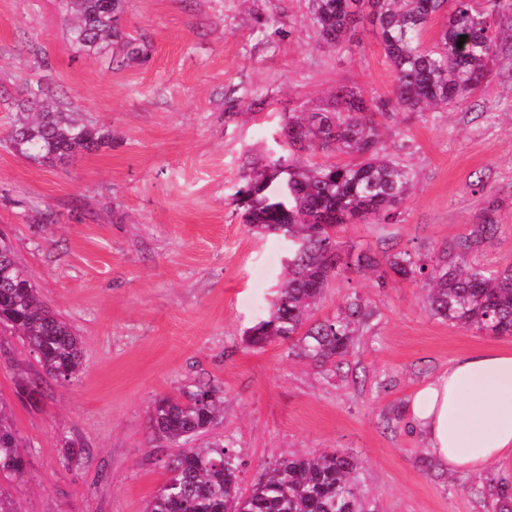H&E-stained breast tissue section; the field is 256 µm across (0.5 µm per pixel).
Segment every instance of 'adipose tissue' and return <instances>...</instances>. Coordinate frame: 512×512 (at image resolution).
<instances>
[{"label":"adipose tissue","mask_w":512,"mask_h":512,"mask_svg":"<svg viewBox=\"0 0 512 512\" xmlns=\"http://www.w3.org/2000/svg\"><path fill=\"white\" fill-rule=\"evenodd\" d=\"M407 415L443 470L479 473L512 457V353L458 358L418 386Z\"/></svg>","instance_id":"1"}]
</instances>
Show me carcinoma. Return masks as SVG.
<instances>
[{
  "label": "carcinoma",
  "instance_id": "carcinoma-1",
  "mask_svg": "<svg viewBox=\"0 0 512 512\" xmlns=\"http://www.w3.org/2000/svg\"><path fill=\"white\" fill-rule=\"evenodd\" d=\"M59 2L69 20L71 47L100 56L114 48L139 56L140 48L125 39L121 27L124 0ZM442 11L447 16L434 48L423 53L422 35ZM309 19L329 47L350 39L359 23L369 21L395 75L391 104L407 112L465 102L486 86L502 42L512 40V2L487 13L474 0H309ZM15 106L8 143L29 161L61 165L110 142L107 130L72 117L40 80L26 82ZM379 107L352 87H337L328 110L288 113L284 134L297 151L343 153L352 161L304 163L290 154L244 177L237 205L249 230H280L292 238L268 316L247 332L250 347L291 341L301 356L321 366L338 365L352 347L367 316L357 293L343 297L335 317L311 318L336 274L337 265L326 252L330 246L340 249V241L327 227L394 224L414 184L413 169L395 159L381 140L375 120ZM276 164L283 168L277 177L270 173ZM493 229L488 217L434 260L398 252L387 258V267L394 276L428 289L431 315L491 336H512V265L488 270L468 260ZM2 332L24 337L51 379L72 382L83 371L79 337L41 301L10 251L0 254ZM223 417V391L211 383L155 400L154 430L176 450L165 460L168 476L145 512H370L354 479L358 464L334 453L278 459L268 476L243 494L234 448L221 440L192 446ZM24 468L18 438L0 404V473L20 477Z\"/></svg>",
  "mask_w": 512,
  "mask_h": 512
}]
</instances>
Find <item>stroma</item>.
<instances>
[{
	"mask_svg": "<svg viewBox=\"0 0 512 512\" xmlns=\"http://www.w3.org/2000/svg\"><path fill=\"white\" fill-rule=\"evenodd\" d=\"M67 27L57 0H0V234L84 354L81 379L46 380L32 406L17 390L41 374L38 358L0 335V401L25 459L22 477L0 475L9 512H144L167 477L153 403L207 382L224 391L208 438L240 455L242 492L278 458L334 452L359 462L371 512H495L512 459L442 471L406 406L457 358L512 352V337L431 316L426 289L383 269L342 267L317 319L352 292L368 316L341 370L286 342L244 341L270 310L288 243L245 226L241 177L287 154L286 114L325 109L336 86L392 97L371 26L331 49L308 0H125L123 30L142 49L132 61L71 48ZM40 78L111 142L58 166L15 154L9 102ZM380 130L412 165L414 190L398 223L342 227L343 247L433 258L490 207L497 229L473 259L512 264V52L462 105L384 118ZM72 442L84 454L67 466Z\"/></svg>",
	"mask_w": 512,
	"mask_h": 512,
	"instance_id": "35a3bbf8",
	"label": "stroma"
}]
</instances>
